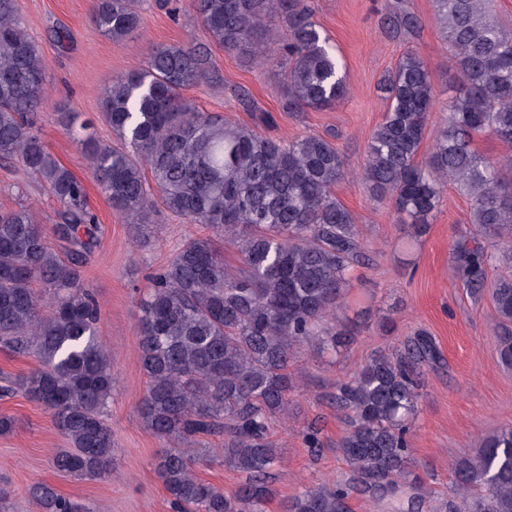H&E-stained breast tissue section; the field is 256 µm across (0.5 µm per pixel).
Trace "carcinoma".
I'll return each mask as SVG.
<instances>
[{
    "instance_id": "obj_1",
    "label": "carcinoma",
    "mask_w": 512,
    "mask_h": 512,
    "mask_svg": "<svg viewBox=\"0 0 512 512\" xmlns=\"http://www.w3.org/2000/svg\"><path fill=\"white\" fill-rule=\"evenodd\" d=\"M192 2L224 50L260 62L286 55L283 111H323L347 97L346 72L306 0ZM433 4L460 76L448 96V119L425 143L434 88L424 59L406 51L379 82L385 114L371 133L362 178L374 195L389 199L396 222L418 235L445 184L463 192L481 242L463 249L459 277L478 292L489 262L512 267V31L492 16L489 0ZM18 11L19 0H0V161L19 164L59 203L53 233L68 243L69 258L49 247L47 225L32 210H0V343L41 362L18 390L49 411L70 443L53 465L106 478L114 440L102 412L112 395V362L96 337L100 307L80 275L97 222L83 184L33 129L46 100V64ZM272 15L282 31L267 28ZM91 20L115 44L143 23L138 0H94ZM385 23L407 41L420 34L407 0H395ZM212 78L208 56L196 47H154L140 68L106 88L103 118L117 141H98L93 123L85 122L77 142L133 238L145 239L159 206L209 230L174 254L141 303L137 352L147 389L140 412L168 446L157 471L173 509L266 512L277 461L272 423L288 417L297 387L290 367L305 345L334 351L344 342L336 312L351 269L370 257L354 215L334 194L345 176L335 144L319 135L288 141L230 125L182 96ZM484 134L506 153L480 154L475 141ZM214 234L238 248L242 267L224 265ZM493 303L499 324L511 325V273L498 279ZM436 358L432 340L420 334L373 354L357 375L336 383L332 401L347 425L336 447L350 478L292 497L283 512H350L354 491L389 501L393 512H418L419 488L405 491L416 467L411 422L423 368ZM220 434L224 464L248 475L232 495L195 473L194 438ZM453 473L448 512H512V428L460 456ZM32 494L41 512H83L45 485Z\"/></svg>"
}]
</instances>
